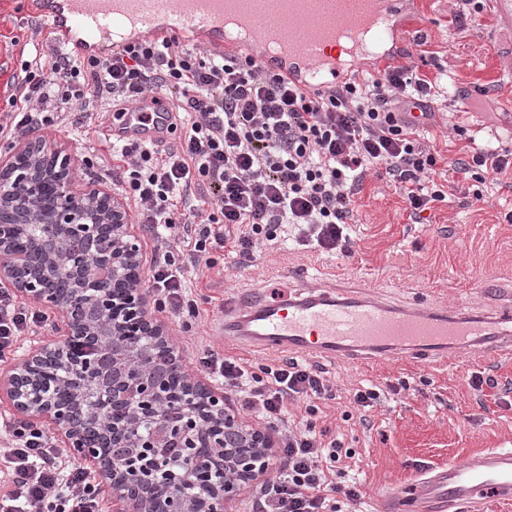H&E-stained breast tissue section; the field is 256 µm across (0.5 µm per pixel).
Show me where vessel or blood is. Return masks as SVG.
I'll return each mask as SVG.
<instances>
[{
  "instance_id": "b4317fda",
  "label": "vessel or blood",
  "mask_w": 512,
  "mask_h": 512,
  "mask_svg": "<svg viewBox=\"0 0 512 512\" xmlns=\"http://www.w3.org/2000/svg\"><path fill=\"white\" fill-rule=\"evenodd\" d=\"M330 0H29L34 13L47 18L57 45L79 57L109 54L127 43L152 36L187 38L209 48L236 51L247 46L283 78L308 89L347 79L358 67L383 73L401 64L408 45L404 28L427 32L424 18L404 17L406 0H360L357 10L332 17ZM277 10L288 24L307 28L305 44L268 49L259 34L241 43L225 37V22L248 25L256 5ZM367 29L372 49L347 47L337 27ZM154 112L153 124L138 122V111ZM169 100L157 93L139 98L112 125L117 139L156 141L173 122ZM480 292L491 308L449 307L419 301L397 306L360 290L327 291L302 287L289 297L230 295L224 299L219 334L265 353L288 352L379 364L394 358L436 369L468 352L512 354V302L497 301L498 288L480 277ZM423 512H484L487 500L512 499V448H487L464 462L424 471L415 487H390L383 512H399L406 497Z\"/></svg>"
}]
</instances>
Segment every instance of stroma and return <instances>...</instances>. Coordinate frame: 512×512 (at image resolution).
Instances as JSON below:
<instances>
[{
  "label": "stroma",
  "instance_id": "1",
  "mask_svg": "<svg viewBox=\"0 0 512 512\" xmlns=\"http://www.w3.org/2000/svg\"><path fill=\"white\" fill-rule=\"evenodd\" d=\"M406 9L423 15L432 32L413 60L419 73L432 77L444 71L453 81L486 90L463 105L447 101L430 120L425 142L441 155L440 172L473 141L482 144L494 136L512 151V24L493 15L485 0H408ZM35 44L52 46L46 21L30 12L27 0H0V113L11 109L8 84L20 70L22 49ZM81 120L75 113L36 134L76 155L77 188L111 187L105 170L111 164L106 128L112 112L100 111L86 127ZM459 125L465 135H457ZM454 180L458 193L434 203L418 222L385 174L367 176L354 197L349 254L276 244L263 248L251 265L229 262L222 270L206 271L205 286L194 291L201 315L192 330L169 313L160 315L184 369L200 375L199 359L210 348L272 363L273 355L217 335L222 313L211 300L270 290L291 294L298 287L294 275L302 270L310 285L358 284L398 303L423 294L451 306L479 305L474 291L479 271L495 276L502 294L512 293V223L505 219L512 211V186H488L483 202L473 204L466 198L470 181L459 174ZM319 365L333 388L313 421L350 448L346 478L362 491V512H378L386 487L412 486L425 467L512 446V357L470 353L463 363L432 371L397 360L373 365L323 359ZM475 373L492 378L494 387L474 390L469 379ZM398 382L407 388L396 395L390 387ZM361 386L380 393L379 404L366 413L350 401Z\"/></svg>",
  "mask_w": 512,
  "mask_h": 512
}]
</instances>
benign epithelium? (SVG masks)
Instances as JSON below:
<instances>
[{"mask_svg":"<svg viewBox=\"0 0 512 512\" xmlns=\"http://www.w3.org/2000/svg\"><path fill=\"white\" fill-rule=\"evenodd\" d=\"M75 170L72 154L40 137L0 159V282L60 314L66 327L63 342L0 375V393L24 421L51 425L65 447L94 463L116 512H226L275 441L183 370L140 287L126 206L104 188L75 190ZM19 224L28 227L29 248L15 243ZM60 275L77 282L68 297L48 287ZM87 300L97 307L95 323L84 316ZM163 366L181 375V390H172ZM54 385L71 386L72 397L56 399ZM162 439L184 449L181 470L158 456ZM112 448L132 452L120 459Z\"/></svg>","mask_w":512,"mask_h":512,"instance_id":"benign-epithelium-1","label":"benign epithelium"}]
</instances>
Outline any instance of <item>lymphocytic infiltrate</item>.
Listing matches in <instances>:
<instances>
[{
  "mask_svg": "<svg viewBox=\"0 0 512 512\" xmlns=\"http://www.w3.org/2000/svg\"><path fill=\"white\" fill-rule=\"evenodd\" d=\"M12 86L0 139L56 125L70 112L129 106L145 92L171 94L183 130L165 148L149 142L112 145V181L133 202L160 248L150 278L159 310L199 316L189 269L215 267L214 251L237 264L255 258L292 225L299 245L346 249L353 198L365 177L385 171L413 215L444 200L434 180L439 155L420 141L434 115L433 96L446 74L427 77L403 65L378 77L310 91L288 82L246 50H207L173 36H150L105 58L30 51ZM454 172L483 184L512 174V153L492 142L451 161ZM45 313L18 304L0 286V362L21 337L47 329ZM199 362L280 441L259 473L253 512H340L358 501L344 482L351 455L329 428H316L317 400L332 388L323 370L286 358L256 367L214 350ZM307 417L291 422L288 407ZM0 447V512H105L95 477L55 448L47 434L4 420Z\"/></svg>",
  "mask_w": 512,
  "mask_h": 512,
  "instance_id": "f902f5d3",
  "label": "lymphocytic infiltrate"
}]
</instances>
